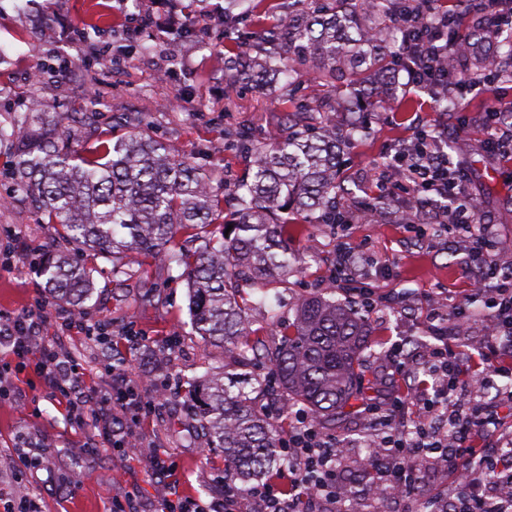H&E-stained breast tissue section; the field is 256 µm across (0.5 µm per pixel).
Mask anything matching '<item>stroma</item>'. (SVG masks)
Segmentation results:
<instances>
[{"instance_id": "obj_1", "label": "stroma", "mask_w": 512, "mask_h": 512, "mask_svg": "<svg viewBox=\"0 0 512 512\" xmlns=\"http://www.w3.org/2000/svg\"><path fill=\"white\" fill-rule=\"evenodd\" d=\"M223 12L224 0H208L206 31L183 38L169 31L185 23L176 0H0V50L6 55L0 63V121L8 122L38 99L91 125L94 135L86 141L90 147L111 138L113 125L126 131L146 126L173 153L205 166L216 191L232 189L247 164L245 157L227 149L232 134L246 131L260 143H271L292 127L316 121L311 113L290 123L291 93L330 100L336 87L305 71L269 90L242 78L228 82L225 50L243 44L249 28L224 30L219 22ZM144 13L153 16V25L135 28L134 17ZM132 31L147 41L148 50L111 59L116 45ZM57 58L75 62V69L65 76L38 71V64ZM475 67V61H467L456 80L462 83ZM395 71L396 88L380 111L337 116L350 137L339 149L343 189L336 195L337 205L352 206L381 194L378 174L397 145L411 136L412 113L420 112L447 136L452 161L497 224L502 260L511 263L512 161L485 149L487 98L462 83L461 106L440 112L435 99L409 87L403 65H396ZM7 164V154L1 153L0 249L11 251L14 263L0 267V312L41 309L40 337L61 342L83 373L85 389L107 387L113 360L119 357L128 379L145 389L153 379H164L167 396L135 427L139 454L127 458L104 446L101 426L94 419L74 424L66 402L52 396L36 374L17 376L10 398L0 401V486L12 496L36 499L42 512H108L113 500L131 493L151 512L172 494L208 500L220 496L216 476L224 470V454L210 447L192 416L194 396L185 380L221 372L228 356L222 345L193 332L179 269L159 262L143 268L129 261L123 273L116 274L111 260L98 259L96 289L82 315L104 325L120 344L109 352L85 335L62 336L55 317L58 305L46 298L44 280L34 267L38 249L58 245L59 240L52 225L38 222L27 194L5 176ZM408 204L407 196L395 190L388 205L367 223L336 228L295 225L294 244L306 263L267 292L246 289L252 329H263L267 302L275 305L284 322L294 320L297 301L309 295L331 290L337 300L349 303L331 271L337 248L352 247L365 256L352 274L353 283L371 291L375 300L374 309L358 310L370 327L360 354L359 386L373 399L389 390L393 367L384 352L396 342L403 345L410 367L421 368L424 348L432 341L427 331L432 304L453 311L473 274L462 245L441 237L424 241L414 230L396 224L394 213ZM380 257L390 258V265H377ZM373 434L369 416L358 410L336 418L335 436L345 448L346 475L359 512H419L427 496L446 492L449 478L439 471L427 476L409 499L366 497L365 459ZM22 435L32 449L47 450L37 471L18 469L16 449ZM158 448L167 450L170 465L162 480L155 479L151 468Z\"/></svg>"}]
</instances>
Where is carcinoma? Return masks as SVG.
I'll return each mask as SVG.
<instances>
[{
	"label": "carcinoma",
	"instance_id": "1",
	"mask_svg": "<svg viewBox=\"0 0 512 512\" xmlns=\"http://www.w3.org/2000/svg\"><path fill=\"white\" fill-rule=\"evenodd\" d=\"M262 2L226 0L224 29H236L243 19L257 28L245 58L239 48L228 49V67L246 71L258 85L308 63L318 80L334 81L344 71L348 86L371 85L379 95L393 83V63L409 29H402L391 52L381 35L393 27L404 0H312L314 7L299 0L288 5V15L267 23L260 20ZM338 106L350 110L339 101L292 105L295 112L321 113L318 125L268 147L255 146L240 133L230 148L249 154L252 162L233 189L238 207L230 213L201 167L172 154L144 128L82 154L76 143L92 136L91 129L78 128L69 116L43 105L14 117L9 131L0 124L12 178L32 198L37 217L84 249L76 260L62 250L40 255L37 271L50 299L76 307L90 300L101 256L151 258L182 269L199 335L227 347L238 366L264 352L275 379L226 371L224 379L199 392L202 428L213 447L224 451V477L241 480L242 493L251 480L271 477L284 460L278 426L252 393L280 395L284 405L313 414L319 423L356 399V365L369 328L355 312L320 294L299 300L294 321L286 325L269 308L265 323L279 339L268 343L252 338L240 290L244 281L265 288L298 269L290 216H302L305 224L336 223L342 180L336 142L344 137L333 115ZM218 219L233 228L215 238L206 228ZM178 236L198 246L170 248Z\"/></svg>",
	"mask_w": 512,
	"mask_h": 512
}]
</instances>
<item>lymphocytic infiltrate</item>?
I'll return each instance as SVG.
<instances>
[{"label": "lymphocytic infiltrate", "instance_id": "obj_1", "mask_svg": "<svg viewBox=\"0 0 512 512\" xmlns=\"http://www.w3.org/2000/svg\"><path fill=\"white\" fill-rule=\"evenodd\" d=\"M399 25L415 38L406 47L409 74L420 85L448 101L458 98V83L450 77L449 58L458 55L456 38L436 46L434 31L447 28V15L430 17L416 5H407ZM491 135L487 149L512 158V98L496 95L486 114ZM442 137L430 130L425 116L414 120L412 135L388 161L396 171L399 189L414 195L413 210L399 215L402 224H432L458 236L468 249L477 271L474 291L460 295L454 321L431 310L435 342L429 347L422 374H410L400 347L385 355L398 377L396 386L381 399L363 402L361 410L379 426L373 448L380 457L375 486L403 497L432 469L448 472L454 483L447 496L424 502L426 512H512V496L496 495L499 487L512 489V431L506 430L502 408L512 409V386L502 388L494 402L477 400L475 384L487 377L512 378V275H502L500 246L487 215L471 195L467 179L444 149ZM484 297V348L459 359L462 343H449V330H463L475 318L472 294ZM32 312L0 314V349L18 364H33L43 385L54 395L83 401L76 366L55 345L42 341ZM153 396L137 391L121 371H113L111 384L96 400L94 419L102 426L107 446H122L125 422H139L153 408ZM425 412L447 411L446 424L410 420L407 405ZM495 434L498 449L479 444L480 436ZM333 437L323 434L309 414L295 415L289 424L288 489L265 485L240 495L226 487L224 497L208 503L168 497L158 512H350V490Z\"/></svg>", "mask_w": 512, "mask_h": 512}]
</instances>
